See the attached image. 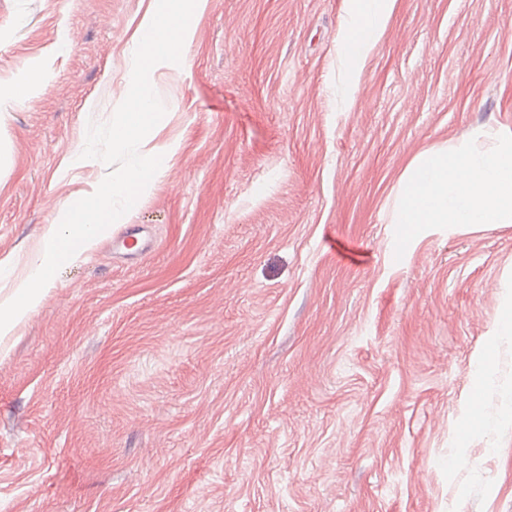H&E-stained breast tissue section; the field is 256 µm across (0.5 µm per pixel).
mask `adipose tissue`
<instances>
[{
    "instance_id": "ef3b65f1",
    "label": "adipose tissue",
    "mask_w": 512,
    "mask_h": 512,
    "mask_svg": "<svg viewBox=\"0 0 512 512\" xmlns=\"http://www.w3.org/2000/svg\"><path fill=\"white\" fill-rule=\"evenodd\" d=\"M395 0H347L336 53L347 69L337 97L349 107L363 62L387 28ZM491 141L483 153L466 146L428 150L406 169L392 221L422 224H511L512 136L482 131Z\"/></svg>"
}]
</instances>
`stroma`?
I'll list each match as a JSON object with an SVG mask.
<instances>
[{
    "label": "stroma",
    "instance_id": "stroma-1",
    "mask_svg": "<svg viewBox=\"0 0 512 512\" xmlns=\"http://www.w3.org/2000/svg\"><path fill=\"white\" fill-rule=\"evenodd\" d=\"M152 2L0 0V260L108 174ZM345 10L206 0L157 65L115 228L155 248L64 268L0 358V512H512V224L392 221L420 153L512 133V0H396L343 111Z\"/></svg>",
    "mask_w": 512,
    "mask_h": 512
}]
</instances>
